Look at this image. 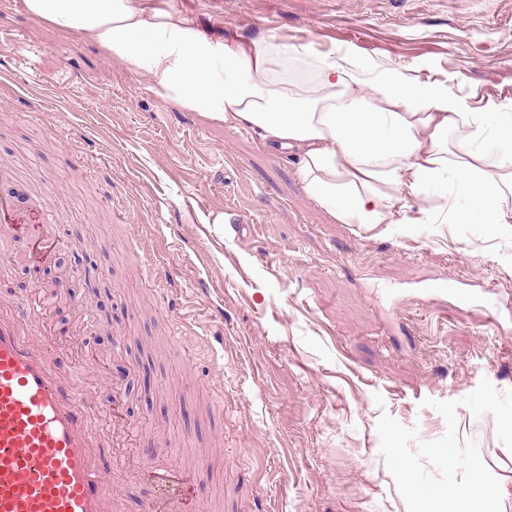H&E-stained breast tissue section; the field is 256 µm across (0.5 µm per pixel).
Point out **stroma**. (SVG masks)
I'll return each instance as SVG.
<instances>
[{"instance_id":"obj_1","label":"stroma","mask_w":512,"mask_h":512,"mask_svg":"<svg viewBox=\"0 0 512 512\" xmlns=\"http://www.w3.org/2000/svg\"><path fill=\"white\" fill-rule=\"evenodd\" d=\"M213 34L276 32L321 54L353 50L421 69L473 111L512 100V0H171ZM0 164L15 191L48 189L56 249L97 266L78 299L31 284L25 239L0 240V300L40 306L72 343L111 425L124 416L190 438L209 497L190 512H408L380 449L388 413L421 441L444 435L428 400L481 380L512 390V242L485 224H343L304 191L279 151L162 100L148 79L85 38L0 0ZM223 223H215L216 215ZM191 326L181 344L170 337ZM224 337L212 378L206 336ZM383 404H376V397ZM223 402L222 420L207 413ZM512 512V450L493 414L457 410Z\"/></svg>"}]
</instances>
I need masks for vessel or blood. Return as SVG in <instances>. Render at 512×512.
<instances>
[{
  "mask_svg": "<svg viewBox=\"0 0 512 512\" xmlns=\"http://www.w3.org/2000/svg\"><path fill=\"white\" fill-rule=\"evenodd\" d=\"M24 220L0 196V224L14 225L42 254L47 224ZM64 357L40 309L0 302V512H126L125 494L102 466L109 433L125 429L123 380L112 381V430H98L86 388L60 370ZM142 470L139 512H181L183 501L200 492L193 472L155 461Z\"/></svg>",
  "mask_w": 512,
  "mask_h": 512,
  "instance_id": "1",
  "label": "vessel or blood"
}]
</instances>
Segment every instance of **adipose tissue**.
Here are the masks:
<instances>
[{
    "label": "adipose tissue",
    "instance_id": "1",
    "mask_svg": "<svg viewBox=\"0 0 512 512\" xmlns=\"http://www.w3.org/2000/svg\"><path fill=\"white\" fill-rule=\"evenodd\" d=\"M34 19L97 42L160 98L245 128L293 159L343 224H405L410 202L512 240V112L470 111L446 83L314 55L274 33L212 35L151 0H22Z\"/></svg>",
    "mask_w": 512,
    "mask_h": 512
}]
</instances>
